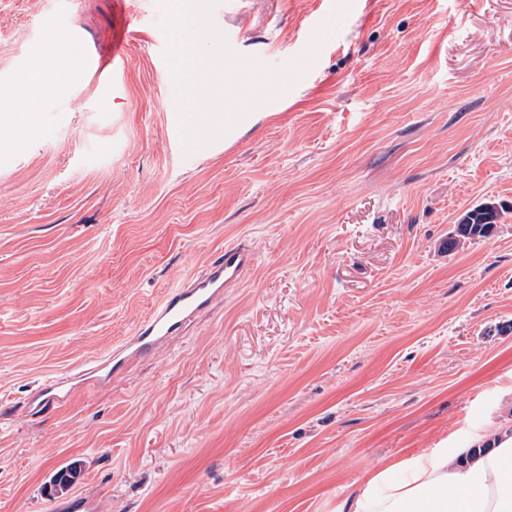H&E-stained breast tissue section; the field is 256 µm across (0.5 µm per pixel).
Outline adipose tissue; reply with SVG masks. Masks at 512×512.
<instances>
[{
  "instance_id": "obj_1",
  "label": "adipose tissue",
  "mask_w": 512,
  "mask_h": 512,
  "mask_svg": "<svg viewBox=\"0 0 512 512\" xmlns=\"http://www.w3.org/2000/svg\"><path fill=\"white\" fill-rule=\"evenodd\" d=\"M68 80V72L60 69L52 81H45L41 66H32L8 123L27 125L49 86ZM401 466V481L376 473L340 512H512V421L457 447L404 459Z\"/></svg>"
}]
</instances>
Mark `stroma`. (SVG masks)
<instances>
[{"label":"stroma","instance_id":"stroma-1","mask_svg":"<svg viewBox=\"0 0 512 512\" xmlns=\"http://www.w3.org/2000/svg\"><path fill=\"white\" fill-rule=\"evenodd\" d=\"M354 2L217 0L233 52L295 79L183 159L158 0H0V85L70 73L0 143V512H336L512 418V0ZM481 203L493 235L444 250ZM239 241L255 265L182 336L21 415Z\"/></svg>","mask_w":512,"mask_h":512}]
</instances>
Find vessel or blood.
<instances>
[{"label":"vessel or blood","mask_w":512,"mask_h":512,"mask_svg":"<svg viewBox=\"0 0 512 512\" xmlns=\"http://www.w3.org/2000/svg\"><path fill=\"white\" fill-rule=\"evenodd\" d=\"M254 262L255 256L250 249L239 245L225 246L223 253L215 257L201 274L169 290L133 335L108 354L42 383L22 405V414L63 408L76 390L112 383L136 361L149 357L156 348L180 335L188 322L223 297L225 288L238 283Z\"/></svg>","instance_id":"obj_1"}]
</instances>
